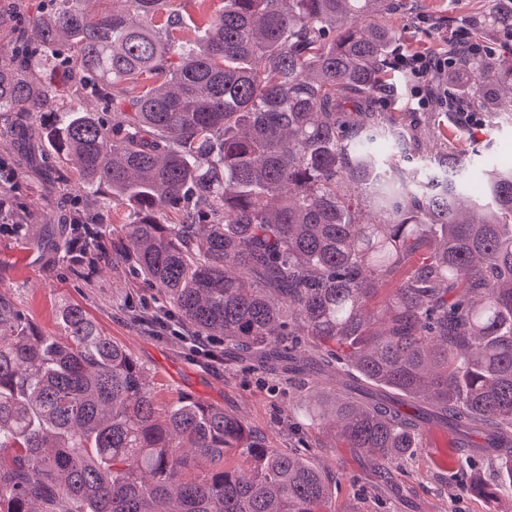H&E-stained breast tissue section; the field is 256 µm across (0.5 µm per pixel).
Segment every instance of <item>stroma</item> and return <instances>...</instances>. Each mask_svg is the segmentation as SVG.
<instances>
[{"mask_svg": "<svg viewBox=\"0 0 512 512\" xmlns=\"http://www.w3.org/2000/svg\"><path fill=\"white\" fill-rule=\"evenodd\" d=\"M388 22L399 33L390 55L400 51H437L446 39H463L465 18L483 12L489 0H397ZM223 0H170L177 14V38L194 43L207 19ZM477 150L463 186L473 199L487 196L486 173L512 168V119L489 122L472 129ZM0 158L19 174L14 209L26 225L22 236L0 234V297L9 300L23 318L45 335H60L59 310L63 303L82 306L100 331L123 345L145 369L149 389L160 401L190 397L224 407L256 429L268 447L306 455L336 478V506L341 512H512V490L486 499L468 494L474 480L498 479L497 465L488 456L448 446V464L440 466L434 439L410 457L379 468L361 449L346 447L322 425L306 420L302 400L308 391L301 381L272 382L244 368L233 357L211 362L193 354L173 333L155 334L139 325L142 310H161L153 288L135 271L103 257L76 270L64 259L63 248L44 254L39 265L28 263L30 244L41 230L46 214L69 222L82 210L90 222L127 223L125 201L100 193L80 196L78 175L64 167L59 156L43 151L40 169L30 167L19 149L0 139Z\"/></svg>", "mask_w": 512, "mask_h": 512, "instance_id": "stroma-1", "label": "stroma"}]
</instances>
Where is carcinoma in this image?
I'll use <instances>...</instances> for the list:
<instances>
[{
  "label": "carcinoma",
  "instance_id": "cac0c4a2",
  "mask_svg": "<svg viewBox=\"0 0 512 512\" xmlns=\"http://www.w3.org/2000/svg\"><path fill=\"white\" fill-rule=\"evenodd\" d=\"M85 2L55 0L16 30L0 56V120L35 148L39 113L85 194L107 187L133 208L112 258L191 335L276 378L339 381L316 402L347 447L385 464L436 421L496 442L512 484V169L491 172L489 201L464 208L469 153L457 146L499 118L512 55L449 44L458 130L429 158L424 189L415 168L373 159L377 141L405 158L420 145L369 102L389 77L393 0H224L192 45L172 18L155 24L168 0L103 16ZM468 24L488 42L512 30V0ZM62 43L72 60L57 58ZM46 64L42 82L32 71ZM142 76L153 85L123 96ZM88 86L112 123L81 105ZM360 194L375 212L353 205ZM75 237L78 252H100L99 229ZM61 318L63 334L45 336L0 297V512H336L325 470L222 407L160 402L83 307ZM233 452L253 464L229 466Z\"/></svg>",
  "mask_w": 512,
  "mask_h": 512
}]
</instances>
